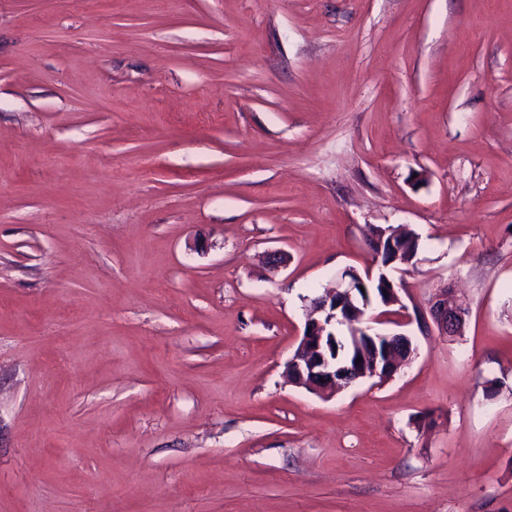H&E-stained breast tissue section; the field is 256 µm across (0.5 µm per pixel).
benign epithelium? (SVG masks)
Listing matches in <instances>:
<instances>
[{"label":"benign epithelium","mask_w":512,"mask_h":512,"mask_svg":"<svg viewBox=\"0 0 512 512\" xmlns=\"http://www.w3.org/2000/svg\"><path fill=\"white\" fill-rule=\"evenodd\" d=\"M393 254L384 255V235L375 229L369 239L373 253L372 267L364 273L346 268L336 275L335 286L310 299L306 306L303 336L287 365L289 382L308 391L328 396L339 386L380 377H393L414 353L409 336L402 333L383 334L374 331L372 324L379 318L366 316L372 302L388 307L400 303L390 271L402 270L412 261L401 258V250L390 241ZM370 283L380 285V292L371 296L367 291ZM365 299H360L359 291ZM429 312L441 333L456 336L463 331L468 308L456 302L448 288L439 289L429 301ZM347 329L348 355L342 360L329 355L325 340L336 338L335 328ZM369 345L374 352L373 367L367 360L357 363L352 354Z\"/></svg>","instance_id":"benign-epithelium-1"}]
</instances>
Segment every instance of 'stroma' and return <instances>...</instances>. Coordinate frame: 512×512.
I'll return each mask as SVG.
<instances>
[{"label":"stroma","instance_id":"obj_1","mask_svg":"<svg viewBox=\"0 0 512 512\" xmlns=\"http://www.w3.org/2000/svg\"><path fill=\"white\" fill-rule=\"evenodd\" d=\"M397 225L409 364L290 385ZM0 512H512V0H0ZM429 312L442 334L459 335L465 326L468 308L456 302L448 287L440 288L429 301Z\"/></svg>","mask_w":512,"mask_h":512}]
</instances>
